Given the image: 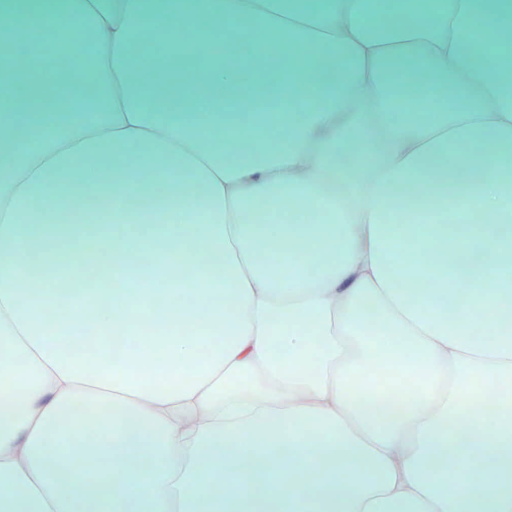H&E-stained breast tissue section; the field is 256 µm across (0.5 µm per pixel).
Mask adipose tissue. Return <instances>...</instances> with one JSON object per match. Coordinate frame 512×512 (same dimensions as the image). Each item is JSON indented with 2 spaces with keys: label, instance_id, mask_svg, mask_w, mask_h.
I'll return each instance as SVG.
<instances>
[{
  "label": "adipose tissue",
  "instance_id": "1",
  "mask_svg": "<svg viewBox=\"0 0 512 512\" xmlns=\"http://www.w3.org/2000/svg\"><path fill=\"white\" fill-rule=\"evenodd\" d=\"M398 2L0 0V45L42 35L0 65V512H512V403L474 416L512 382V72L471 62L476 35L512 47V0ZM158 29L143 66L131 48ZM277 33L328 55L296 66ZM215 34L265 45L272 109L237 111L251 64ZM412 75L433 79L430 119L406 115ZM85 254L110 280L88 369L46 342ZM173 255L198 273L136 356L129 304ZM384 356L403 396L381 418Z\"/></svg>",
  "mask_w": 512,
  "mask_h": 512
}]
</instances>
